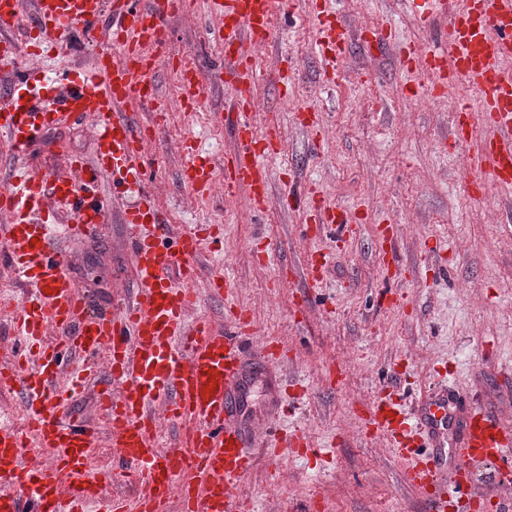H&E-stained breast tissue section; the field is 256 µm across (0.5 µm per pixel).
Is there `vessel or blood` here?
Returning <instances> with one entry per match:
<instances>
[{
    "label": "vessel or blood",
    "instance_id": "b4317fda",
    "mask_svg": "<svg viewBox=\"0 0 512 512\" xmlns=\"http://www.w3.org/2000/svg\"><path fill=\"white\" fill-rule=\"evenodd\" d=\"M421 28L447 16L442 44L424 49L434 77L433 87L445 90L464 81L481 103L480 113L458 104L450 133L452 144L477 141L472 159L476 184L512 186V0H462L449 9L447 0H399ZM215 23L210 38L231 57L228 86L242 112L255 107L254 86L260 77L253 54L255 45L270 44L274 18L288 0H205ZM184 0H0V76L13 92L0 102V135L13 151L26 149L45 129L80 113L98 117L94 164L71 161L76 177L28 171L11 176L0 189V242L6 243L15 270L25 286L16 307L19 334L39 345L33 368L15 365L0 369V387H21L28 413L26 429L0 424V512H165L172 489H179L182 512H246L233 488L234 480L256 460L255 442L234 414L236 395L246 383L248 353L232 342L223 329L207 320L188 323L189 311L201 298L179 286L199 270V234L173 235L138 177L145 139L160 135L159 124L135 122L124 106L131 99L151 104L157 98L158 55L165 43V19L182 8ZM108 18L118 53H97L92 65L69 76L56 98V109H45L29 89L24 73L11 56L17 36L27 44L47 43L58 50L67 37L88 32L100 18ZM353 36L341 21L318 18L310 50L343 52ZM335 57L325 68L338 69ZM177 77L184 107L196 103L198 69L192 58L182 59ZM278 140L277 123L256 135L249 120L237 131V147L225 164L224 188L250 190L254 209L268 197L266 162ZM183 170L185 184L205 193L217 176L210 162L195 159ZM123 184V193L136 197L124 221L141 229L133 250L139 285L122 313L95 317L86 312L83 296L59 253L61 238L86 235L105 222L108 205L97 195L102 177ZM63 220L53 233L41 216L43 204ZM74 326L72 335L47 342L54 329ZM74 357L107 356L113 384L122 387L113 396L111 386L98 390L113 447L119 448L127 470L138 480L134 500L104 496L102 476L89 463L97 430L81 419L65 417L58 384L70 376L80 386L84 374L66 373L60 351ZM451 402L446 391L434 390L415 417L401 405L382 398L364 420L376 434L397 438L399 453L409 465L408 485L427 494L430 512H448V502L460 491L473 465L512 457V422L485 406L470 407L462 435H450ZM166 418L184 426L178 445L163 450L157 444V422ZM51 451L54 462L25 463L26 445ZM449 448L450 477H443L434 457L423 446Z\"/></svg>",
    "mask_w": 512,
    "mask_h": 512
}]
</instances>
